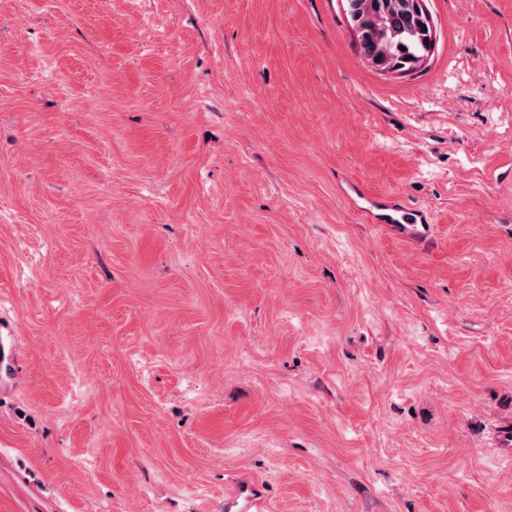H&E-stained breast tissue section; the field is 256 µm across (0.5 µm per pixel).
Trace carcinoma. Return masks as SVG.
Listing matches in <instances>:
<instances>
[{"label":"carcinoma","instance_id":"cac0c4a2","mask_svg":"<svg viewBox=\"0 0 512 512\" xmlns=\"http://www.w3.org/2000/svg\"><path fill=\"white\" fill-rule=\"evenodd\" d=\"M360 55L404 70L425 52L427 33L416 17V0H345Z\"/></svg>","mask_w":512,"mask_h":512}]
</instances>
